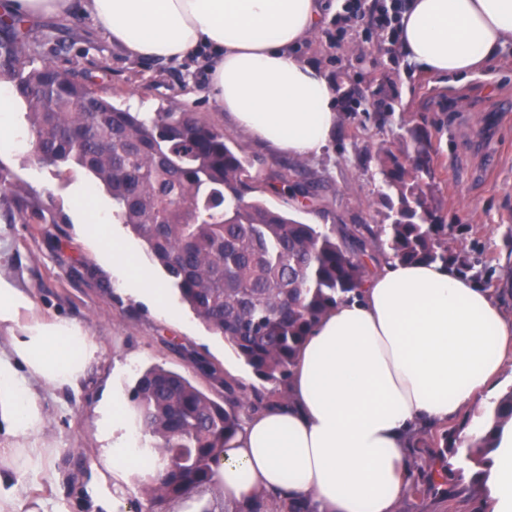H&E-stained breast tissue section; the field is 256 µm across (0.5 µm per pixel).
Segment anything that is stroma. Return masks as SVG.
I'll return each mask as SVG.
<instances>
[{
    "label": "stroma",
    "mask_w": 512,
    "mask_h": 512,
    "mask_svg": "<svg viewBox=\"0 0 512 512\" xmlns=\"http://www.w3.org/2000/svg\"><path fill=\"white\" fill-rule=\"evenodd\" d=\"M23 30L42 59L117 93L120 102L138 100L142 112L188 105L260 158L264 168L286 163L285 155L238 131L204 93L207 61L173 65L128 59L78 10L62 19L25 21ZM47 30L55 41L42 42ZM335 30L333 21H326L299 49L326 71L340 112L332 144L309 162L322 178L317 199L304 206L266 193L263 201L307 224L386 223L376 153L382 146L398 149L419 132L431 148L428 180L439 222L467 225L455 243L469 251L474 275L497 288L506 315L512 316V46L481 76L451 81L405 60L393 63L400 48L379 31L351 29L336 43L329 38ZM359 99L366 101V110L348 111L349 101ZM0 166L24 191L39 196L55 218L51 224H9L0 201V282L26 289L41 318L83 326L101 353L79 389L41 390L46 421L38 438L51 452L39 474L24 479L21 500L27 507L45 502L51 512H106V502L120 496L127 512H146L138 489L141 472L115 475L102 467L105 442L98 434L97 408L115 398L128 401L137 373L154 364L189 375L207 393L222 396L219 381L193 370V353L235 367L244 383L253 378L175 289L167 291L173 311L164 314L117 284L112 260L98 244L109 238V228L94 236L77 220L76 186L103 205L112 203L89 173L77 166H42L29 151L0 153Z\"/></svg>",
    "instance_id": "obj_1"
}]
</instances>
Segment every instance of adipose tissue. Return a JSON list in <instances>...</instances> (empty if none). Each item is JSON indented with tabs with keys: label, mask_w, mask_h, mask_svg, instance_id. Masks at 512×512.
<instances>
[{
	"label": "adipose tissue",
	"mask_w": 512,
	"mask_h": 512,
	"mask_svg": "<svg viewBox=\"0 0 512 512\" xmlns=\"http://www.w3.org/2000/svg\"><path fill=\"white\" fill-rule=\"evenodd\" d=\"M80 6L131 58L214 60L207 90L247 137L296 159L321 153L339 124L335 87L298 49L336 13V0H11L12 15L60 16ZM409 61L437 77H469L512 44V0H410L399 39ZM15 97L0 83V151L29 147ZM112 271L161 311L164 289L120 236ZM26 292L0 283V512H19V488L47 448L37 386H78L100 358L94 340L68 321L23 320ZM512 362V316L490 289L437 264L395 262L367 279L360 298L314 327L288 388L290 401L252 414L224 445L226 503L260 494L311 495L318 512H398L410 475L408 436L418 423L499 398ZM111 440L107 468H131L127 408H99ZM24 450L21 469L7 458ZM492 512H512V424L484 475Z\"/></svg>",
	"instance_id": "obj_1"
}]
</instances>
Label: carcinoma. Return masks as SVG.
I'll return each instance as SVG.
<instances>
[{
    "instance_id": "obj_1",
    "label": "carcinoma",
    "mask_w": 512,
    "mask_h": 512,
    "mask_svg": "<svg viewBox=\"0 0 512 512\" xmlns=\"http://www.w3.org/2000/svg\"><path fill=\"white\" fill-rule=\"evenodd\" d=\"M0 70L25 105L32 154L42 165H75L112 196L115 216L144 243L194 315L224 337L261 387L224 377L208 360L194 367L221 382L215 399L186 375L154 364L130 391L136 429L153 441L159 470L140 491L159 512L208 497L203 512H316L309 497L265 495L229 505L217 477L224 443L245 417L286 401L301 347L339 303L360 295L380 261L470 268L448 248L464 228L437 222L425 167L408 169L406 149L380 151L387 224L323 231L259 197H317L315 175L283 164L259 179L243 147L200 113L174 106L145 117L91 82L34 56L25 37L0 39ZM9 223L47 222L44 203L14 189L0 167ZM512 422V387L485 410L484 434L460 453V426L423 428L411 443L405 497L443 512L488 501L484 469Z\"/></svg>"
}]
</instances>
